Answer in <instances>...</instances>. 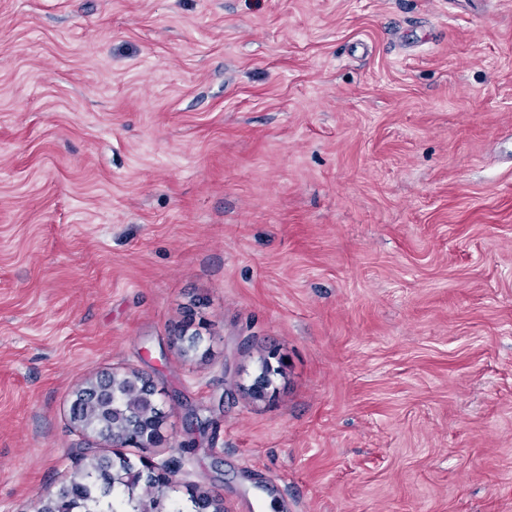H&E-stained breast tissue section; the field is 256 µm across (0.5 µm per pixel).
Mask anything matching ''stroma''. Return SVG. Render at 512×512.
Listing matches in <instances>:
<instances>
[{
    "instance_id": "obj_1",
    "label": "stroma",
    "mask_w": 512,
    "mask_h": 512,
    "mask_svg": "<svg viewBox=\"0 0 512 512\" xmlns=\"http://www.w3.org/2000/svg\"><path fill=\"white\" fill-rule=\"evenodd\" d=\"M130 369L182 512H512V0H0V512Z\"/></svg>"
}]
</instances>
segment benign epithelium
Here are the masks:
<instances>
[{
	"label": "benign epithelium",
	"mask_w": 512,
	"mask_h": 512,
	"mask_svg": "<svg viewBox=\"0 0 512 512\" xmlns=\"http://www.w3.org/2000/svg\"><path fill=\"white\" fill-rule=\"evenodd\" d=\"M269 368L257 374L247 388L254 400L264 398L268 391ZM87 403L98 407L112 422V429H98L95 434L112 443L114 448L157 447L163 418L156 404L152 384L135 372L102 374L91 379L77 394L75 405ZM149 471L148 483L161 492L169 486L175 472L165 463L143 461Z\"/></svg>",
	"instance_id": "1"
}]
</instances>
